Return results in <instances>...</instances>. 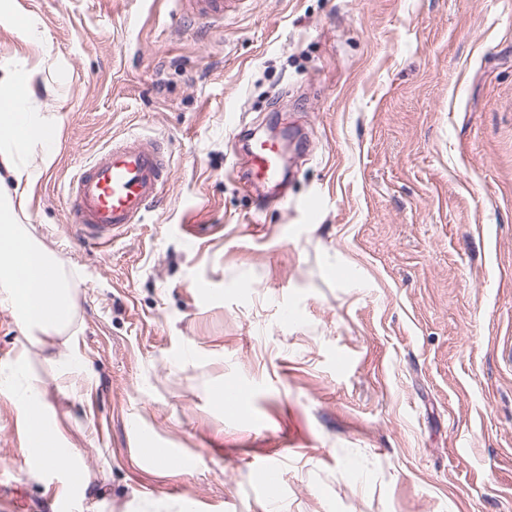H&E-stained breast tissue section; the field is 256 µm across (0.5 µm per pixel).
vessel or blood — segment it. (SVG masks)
Returning a JSON list of instances; mask_svg holds the SVG:
<instances>
[{"instance_id":"1","label":"vessel or blood","mask_w":512,"mask_h":512,"mask_svg":"<svg viewBox=\"0 0 512 512\" xmlns=\"http://www.w3.org/2000/svg\"><path fill=\"white\" fill-rule=\"evenodd\" d=\"M201 22L219 27L238 0H193ZM169 160L152 142L133 137L112 143L69 182L72 201L68 230L87 249L102 247L141 223L162 197ZM280 153L276 140L256 142L250 150L249 179L279 182Z\"/></svg>"}]
</instances>
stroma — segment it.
Listing matches in <instances>:
<instances>
[{"label": "stroma", "instance_id": "35a3bbf8", "mask_svg": "<svg viewBox=\"0 0 512 512\" xmlns=\"http://www.w3.org/2000/svg\"><path fill=\"white\" fill-rule=\"evenodd\" d=\"M18 2L50 43L0 23V59L65 108L24 221L77 276L87 365L30 352L69 447L38 480L0 391V512H269L263 459L280 512H512V0H244L220 30ZM271 127L263 205L243 150ZM128 136L167 143L165 194L84 249L67 185Z\"/></svg>", "mask_w": 512, "mask_h": 512}]
</instances>
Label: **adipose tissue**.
<instances>
[{"instance_id": "ef3b65f1", "label": "adipose tissue", "mask_w": 512, "mask_h": 512, "mask_svg": "<svg viewBox=\"0 0 512 512\" xmlns=\"http://www.w3.org/2000/svg\"><path fill=\"white\" fill-rule=\"evenodd\" d=\"M58 117L47 112L33 89L27 65L0 63V308L8 310L18 330L15 374H0V387L13 389L14 407L25 432V448L41 465L64 458L63 435L48 418L44 390L18 385L31 348L68 376L82 370L75 294L78 288L63 261L39 239L20 216L34 189L54 160L51 147Z\"/></svg>"}]
</instances>
